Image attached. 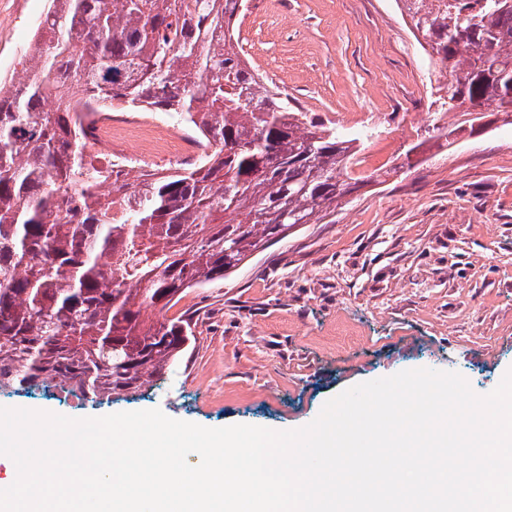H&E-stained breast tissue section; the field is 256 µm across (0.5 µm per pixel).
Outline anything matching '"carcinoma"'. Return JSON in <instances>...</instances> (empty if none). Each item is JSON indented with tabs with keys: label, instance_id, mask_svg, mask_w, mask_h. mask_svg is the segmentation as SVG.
<instances>
[{
	"label": "carcinoma",
	"instance_id": "cac0c4a2",
	"mask_svg": "<svg viewBox=\"0 0 512 512\" xmlns=\"http://www.w3.org/2000/svg\"><path fill=\"white\" fill-rule=\"evenodd\" d=\"M445 64L447 111L512 118V0H399ZM246 0H49L29 63L0 79V389L100 403L183 357L191 319L145 316L218 282L359 188L357 138L301 126L241 57ZM60 104L45 107L49 98ZM181 112L211 153L143 187L86 153L67 99Z\"/></svg>",
	"mask_w": 512,
	"mask_h": 512
}]
</instances>
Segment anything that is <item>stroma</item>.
Returning <instances> with one entry per match:
<instances>
[{
	"label": "stroma",
	"mask_w": 512,
	"mask_h": 512,
	"mask_svg": "<svg viewBox=\"0 0 512 512\" xmlns=\"http://www.w3.org/2000/svg\"><path fill=\"white\" fill-rule=\"evenodd\" d=\"M46 0H0V76L20 73ZM245 58L311 116L403 162L396 129L437 112L447 79L396 0H249ZM336 212L302 224L227 279L181 295L159 319L192 317L195 341L137 398L2 393L0 406L68 416L161 410L208 428L289 430L359 383L430 368L479 395L512 369V125L438 145Z\"/></svg>",
	"instance_id": "obj_1"
}]
</instances>
